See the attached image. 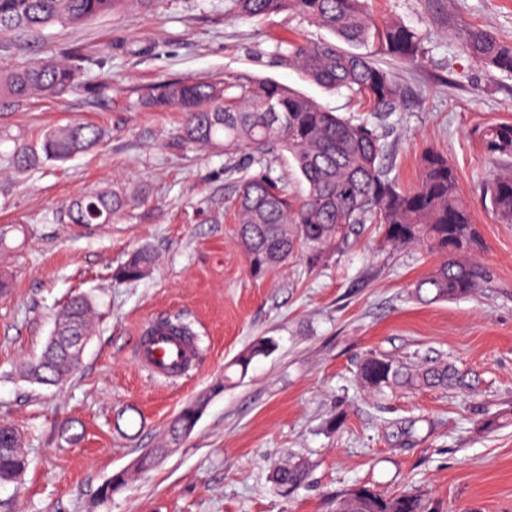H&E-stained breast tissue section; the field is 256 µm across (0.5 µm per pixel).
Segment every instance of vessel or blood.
Wrapping results in <instances>:
<instances>
[{"label":"vessel or blood","instance_id":"obj_1","mask_svg":"<svg viewBox=\"0 0 512 512\" xmlns=\"http://www.w3.org/2000/svg\"><path fill=\"white\" fill-rule=\"evenodd\" d=\"M131 355L150 379L176 383L194 369L199 346L196 337L178 327L151 322L142 327Z\"/></svg>","mask_w":512,"mask_h":512}]
</instances>
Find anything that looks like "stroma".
Returning a JSON list of instances; mask_svg holds the SVG:
<instances>
[{
	"label": "stroma",
	"mask_w": 512,
	"mask_h": 512,
	"mask_svg": "<svg viewBox=\"0 0 512 512\" xmlns=\"http://www.w3.org/2000/svg\"><path fill=\"white\" fill-rule=\"evenodd\" d=\"M380 20L423 37L417 64L383 59L404 96L380 133L390 175L419 178L424 151L447 155L484 248L488 278L471 298L424 305L410 285L435 257L384 246L378 225L361 226L326 265L303 254L256 277L236 239L230 207L239 181L259 170L293 195L306 185L288 152L266 165L227 159L223 149L182 142L176 109L148 103L169 82L272 79L344 117H367L348 92L309 81L289 65L287 42L325 39L288 13L234 17L226 0H153L79 25L56 24L32 39L0 34V72L79 54L76 89L18 101L0 96V225H23L0 273V423L20 433L30 465L0 487L12 512H333L357 482L394 493L421 489L439 512H512V224L484 204L493 164L478 137L512 121V75L463 48L473 28L512 41V0H368ZM88 122L105 132L90 152L19 172L12 153L51 130ZM109 189L126 201L109 224H68L65 206ZM156 261L136 282L118 270L136 249ZM75 294L94 310L79 370L61 388L27 382L20 369L40 353ZM172 318L198 335L203 356L179 386L147 378L132 359L140 327ZM261 337L274 351L247 373L234 358ZM376 352L405 363L442 360L464 390L368 393L359 361ZM206 399L194 431L146 471L133 467L163 441L188 402ZM339 416L343 425L326 423ZM497 430H487L489 420ZM306 460L294 493L274 488V467ZM128 470L126 488L99 490Z\"/></svg>",
	"instance_id": "1"
}]
</instances>
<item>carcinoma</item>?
Segmentation results:
<instances>
[{"label":"carcinoma","mask_w":512,"mask_h":512,"mask_svg":"<svg viewBox=\"0 0 512 512\" xmlns=\"http://www.w3.org/2000/svg\"><path fill=\"white\" fill-rule=\"evenodd\" d=\"M125 0H0V33L33 34L55 23L80 24L111 12ZM228 11L240 17L262 19L287 12L327 30L339 40L367 49L346 50L332 41L288 45V61L306 78L330 90H346L370 106L371 119L354 122L326 112L312 99L272 80L208 82L193 79L172 82L150 98L157 109L176 107L184 114L181 137L188 143L221 145L224 155L246 153L249 163L261 164L286 150L307 183L300 199L288 195L281 180L269 173L242 179L235 211L238 243L250 272L259 275L288 263L303 251L312 267L323 265L350 247L363 224H379L385 245L393 249H420L443 256V261L412 284L423 303L453 301L477 292L485 278L477 261L483 240L465 203L457 173L448 158L434 151L422 156L417 185L403 189L390 178L384 160L387 146L376 121L393 112L402 88L377 57L413 64L422 56V37L395 20H378L366 0H227ZM463 47L479 62L512 74V43L494 34L471 29ZM79 69L71 63L36 62L0 74V95L25 99L34 94L60 96L71 91ZM103 137L100 128L75 123L46 135L39 147L17 148L12 163L24 171L44 161L66 162L86 152ZM480 141L489 157L502 166L512 158V123L482 129ZM484 201L504 224H512V169L493 174L484 188ZM124 201L110 190L85 193L66 207L70 224H110ZM153 256L134 252L119 270L128 281L141 279ZM56 338L25 376L34 383L61 386L74 374L73 352L67 337L91 334V305L83 297L71 299L59 318ZM273 341L256 340L242 351L234 365L244 373L254 359L269 355ZM357 382L367 391L390 389L467 387L450 365L427 361L401 363L369 353L359 363ZM200 403L184 406L167 426V443L180 442L184 425L199 417ZM28 467L17 430L0 424V485L20 478ZM309 469L303 461L279 466L274 482L283 492L303 485ZM128 481L125 470L102 486L110 499ZM336 512H436L426 494L417 489L391 495L367 484H355L336 499Z\"/></svg>","instance_id":"obj_1"}]
</instances>
